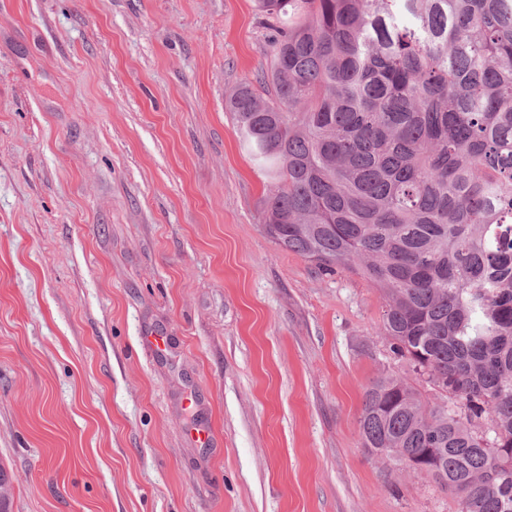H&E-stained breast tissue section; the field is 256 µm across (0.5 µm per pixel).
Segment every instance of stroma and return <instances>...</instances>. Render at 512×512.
Segmentation results:
<instances>
[{
	"label": "stroma",
	"mask_w": 512,
	"mask_h": 512,
	"mask_svg": "<svg viewBox=\"0 0 512 512\" xmlns=\"http://www.w3.org/2000/svg\"><path fill=\"white\" fill-rule=\"evenodd\" d=\"M271 35L252 0H0L10 512H455L362 446L406 369L381 292L263 229L225 102Z\"/></svg>",
	"instance_id": "35a3bbf8"
}]
</instances>
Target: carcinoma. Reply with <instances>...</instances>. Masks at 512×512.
Returning <instances> with one entry per match:
<instances>
[{"label":"carcinoma","mask_w":512,"mask_h":512,"mask_svg":"<svg viewBox=\"0 0 512 512\" xmlns=\"http://www.w3.org/2000/svg\"><path fill=\"white\" fill-rule=\"evenodd\" d=\"M254 4L271 70L226 107L265 232L380 290L409 369L366 389L363 447L512 512V0Z\"/></svg>","instance_id":"carcinoma-1"}]
</instances>
